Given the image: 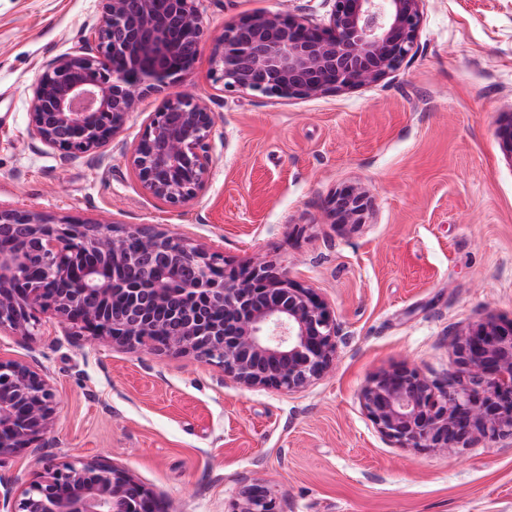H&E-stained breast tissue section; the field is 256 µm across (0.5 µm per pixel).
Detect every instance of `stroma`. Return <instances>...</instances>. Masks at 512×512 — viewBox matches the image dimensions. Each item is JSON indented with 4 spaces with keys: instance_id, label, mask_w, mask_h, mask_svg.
<instances>
[{
    "instance_id": "1",
    "label": "stroma",
    "mask_w": 512,
    "mask_h": 512,
    "mask_svg": "<svg viewBox=\"0 0 512 512\" xmlns=\"http://www.w3.org/2000/svg\"><path fill=\"white\" fill-rule=\"evenodd\" d=\"M211 35L256 10L322 18L324 0H201ZM99 0H0V207L212 246L241 268L271 261L315 288L339 324L334 365L295 393L240 387L190 354L119 347L42 315L0 333V356L51 380L57 413L38 447L0 463L24 486L41 462L125 467L163 512H229L261 484L280 512H512V439L414 450L383 437L358 393L405 365L438 386L454 339L512 320V161L493 135L512 106V0H426L418 51L381 83L288 100L225 94L202 49L184 92L215 116L204 193L175 208L145 194L126 155L163 97L77 155L28 133L43 65L79 49ZM374 199L361 224L327 202L343 184Z\"/></svg>"
}]
</instances>
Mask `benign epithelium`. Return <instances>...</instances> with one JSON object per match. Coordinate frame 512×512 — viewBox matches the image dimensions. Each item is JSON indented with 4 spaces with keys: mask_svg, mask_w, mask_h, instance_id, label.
Instances as JSON below:
<instances>
[{
    "mask_svg": "<svg viewBox=\"0 0 512 512\" xmlns=\"http://www.w3.org/2000/svg\"><path fill=\"white\" fill-rule=\"evenodd\" d=\"M200 0H101L102 16L85 44L44 67L33 89L28 131L43 145L76 155L120 134L147 93H166L127 162L141 189L177 207L206 189L215 126L205 101L174 92L192 64L177 62L181 45L198 56L207 37ZM321 19L256 11L224 24L211 47L210 79L224 93L317 99L377 84L415 55L426 0H326ZM494 136L512 162V107L499 113ZM370 190L351 182L335 192L337 224H359ZM0 223L26 225L45 276L27 278L21 252L0 249V331L28 337L39 315L94 338L157 352L191 353L224 366L245 388L296 392L334 363L338 322L315 289L270 263L226 266L211 248L164 232L141 238L151 252L168 249L175 263L195 267L192 283L153 279V287L116 288L99 266L78 268L81 252L110 264L137 262L132 228L53 220L29 210H0ZM121 297L127 313L112 312ZM224 311L208 316L200 302ZM460 365L447 391L400 367L371 378L359 401L377 430L401 448H465L512 438V322L489 318L460 335ZM48 377L0 357V464L37 444L55 422ZM154 494L128 469L100 460L54 463L18 490L0 475V512H140ZM230 512H278L270 489L245 487Z\"/></svg>",
    "mask_w": 512,
    "mask_h": 512,
    "instance_id": "benign-epithelium-1",
    "label": "benign epithelium"
}]
</instances>
